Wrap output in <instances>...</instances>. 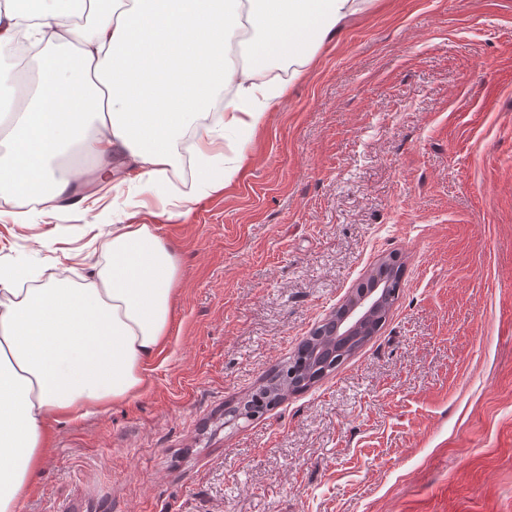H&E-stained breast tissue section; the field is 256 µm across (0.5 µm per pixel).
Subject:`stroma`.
<instances>
[{
    "mask_svg": "<svg viewBox=\"0 0 512 512\" xmlns=\"http://www.w3.org/2000/svg\"><path fill=\"white\" fill-rule=\"evenodd\" d=\"M0 221V262L81 270L112 199ZM168 336L133 398L50 422L19 512H512V0H371L175 222ZM354 354L225 424L382 263Z\"/></svg>",
    "mask_w": 512,
    "mask_h": 512,
    "instance_id": "1",
    "label": "stroma"
}]
</instances>
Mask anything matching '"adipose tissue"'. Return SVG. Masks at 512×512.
<instances>
[{
  "label": "adipose tissue",
  "instance_id": "obj_1",
  "mask_svg": "<svg viewBox=\"0 0 512 512\" xmlns=\"http://www.w3.org/2000/svg\"><path fill=\"white\" fill-rule=\"evenodd\" d=\"M370 0H90L86 26L72 0H27L0 10V52L26 28L38 57L33 90L0 133V187L33 189L52 213L71 205L81 170L51 177L50 162L80 144L103 160L112 230L82 281L63 269L40 282L36 266L0 263V512H19L39 474L50 418H77L134 396L145 362L169 333L180 259L154 224L128 223L130 209L160 200L167 220L239 174L245 135L268 118L316 51ZM246 39L248 60L232 50ZM76 46L77 57L55 54ZM288 62L287 76L275 65ZM105 87L90 101L91 72ZM222 111H210L215 91ZM194 186L161 194L183 155ZM22 197L11 217L28 221Z\"/></svg>",
  "mask_w": 512,
  "mask_h": 512
}]
</instances>
